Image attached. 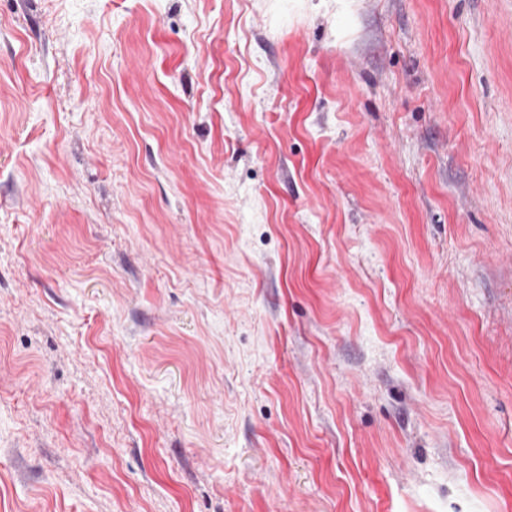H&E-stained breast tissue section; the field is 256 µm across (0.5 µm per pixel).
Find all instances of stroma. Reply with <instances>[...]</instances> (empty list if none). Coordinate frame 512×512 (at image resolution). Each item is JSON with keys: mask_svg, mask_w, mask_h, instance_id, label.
<instances>
[{"mask_svg": "<svg viewBox=\"0 0 512 512\" xmlns=\"http://www.w3.org/2000/svg\"><path fill=\"white\" fill-rule=\"evenodd\" d=\"M0 512H512V0H0Z\"/></svg>", "mask_w": 512, "mask_h": 512, "instance_id": "1", "label": "stroma"}]
</instances>
